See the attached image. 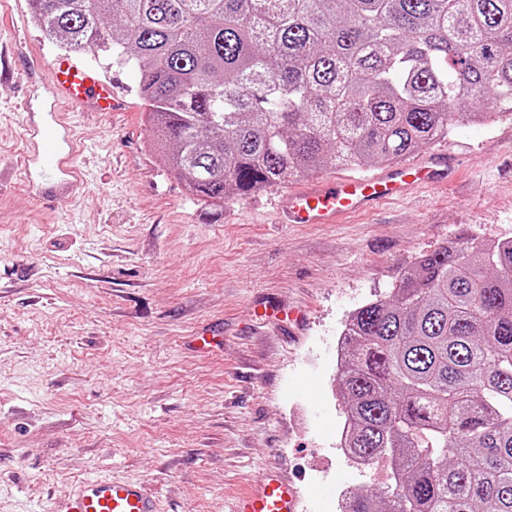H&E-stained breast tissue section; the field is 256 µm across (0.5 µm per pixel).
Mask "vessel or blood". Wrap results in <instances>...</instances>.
<instances>
[{"label":"vessel or blood","mask_w":512,"mask_h":512,"mask_svg":"<svg viewBox=\"0 0 512 512\" xmlns=\"http://www.w3.org/2000/svg\"><path fill=\"white\" fill-rule=\"evenodd\" d=\"M50 71L51 81L44 91L52 102L77 112L123 111L124 104L110 80L78 59L57 57ZM31 152L41 164L46 191L66 194L73 190L79 175L74 164L77 150L66 136L60 113L49 112L46 124L34 129ZM454 172L447 153L433 152L379 174L321 180L283 195L278 205L289 224H341L415 188L447 185ZM61 512H161V508L138 481L96 476L79 485ZM237 512H299V494L292 484L267 473L242 498Z\"/></svg>","instance_id":"b4317fda"}]
</instances>
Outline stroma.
<instances>
[{
	"mask_svg": "<svg viewBox=\"0 0 512 512\" xmlns=\"http://www.w3.org/2000/svg\"><path fill=\"white\" fill-rule=\"evenodd\" d=\"M13 26L29 61L0 80V512H54L97 475L142 481L162 512H233L268 470L296 483L300 512H326L324 486L387 488L340 463L335 339L418 254L512 239V118L436 142L459 168L447 187L346 224H282L274 201L309 178L193 196L151 146L135 70L86 50L128 109L73 113L83 176L48 196L21 171L60 50L26 0H0ZM210 326L222 336L194 351Z\"/></svg>",
	"mask_w": 512,
	"mask_h": 512,
	"instance_id": "stroma-1",
	"label": "stroma"
}]
</instances>
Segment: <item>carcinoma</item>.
Wrapping results in <instances>:
<instances>
[{
	"instance_id": "obj_1",
	"label": "carcinoma",
	"mask_w": 512,
	"mask_h": 512,
	"mask_svg": "<svg viewBox=\"0 0 512 512\" xmlns=\"http://www.w3.org/2000/svg\"><path fill=\"white\" fill-rule=\"evenodd\" d=\"M27 3L60 49L137 68L153 149L205 200L397 163L512 108V0ZM345 345V447L395 467L344 512H512V240L418 255Z\"/></svg>"
}]
</instances>
